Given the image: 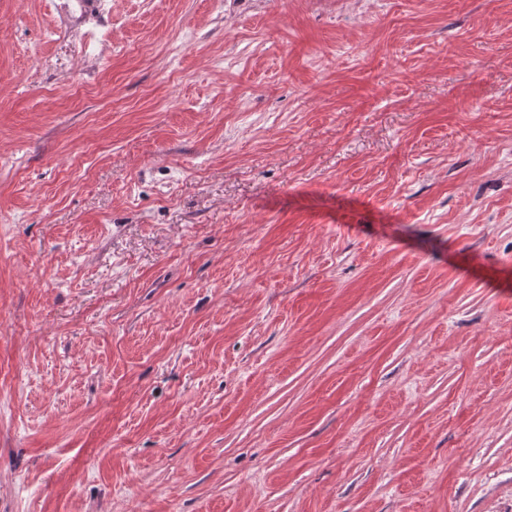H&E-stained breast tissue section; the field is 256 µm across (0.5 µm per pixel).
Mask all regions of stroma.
<instances>
[{
	"label": "stroma",
	"mask_w": 512,
	"mask_h": 512,
	"mask_svg": "<svg viewBox=\"0 0 512 512\" xmlns=\"http://www.w3.org/2000/svg\"><path fill=\"white\" fill-rule=\"evenodd\" d=\"M0 0V512H512V0Z\"/></svg>",
	"instance_id": "35a3bbf8"
}]
</instances>
